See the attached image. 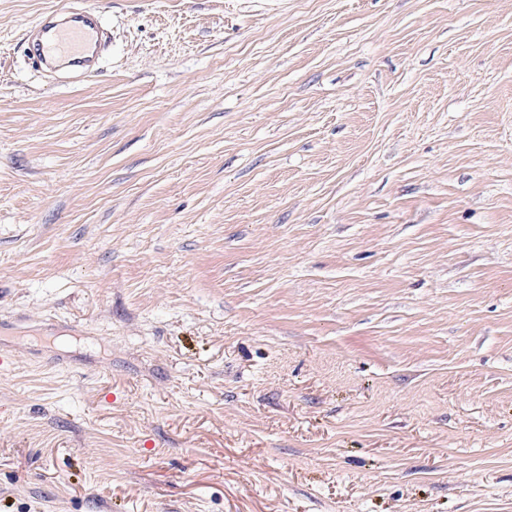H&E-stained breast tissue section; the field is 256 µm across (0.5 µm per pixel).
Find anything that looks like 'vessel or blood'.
Instances as JSON below:
<instances>
[{
	"instance_id": "b4317fda",
	"label": "vessel or blood",
	"mask_w": 512,
	"mask_h": 512,
	"mask_svg": "<svg viewBox=\"0 0 512 512\" xmlns=\"http://www.w3.org/2000/svg\"><path fill=\"white\" fill-rule=\"evenodd\" d=\"M109 42L99 11L87 5L67 7L37 20L28 55L38 70L89 76L97 72Z\"/></svg>"
}]
</instances>
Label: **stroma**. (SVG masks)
Instances as JSON below:
<instances>
[{
	"label": "stroma",
	"mask_w": 512,
	"mask_h": 512,
	"mask_svg": "<svg viewBox=\"0 0 512 512\" xmlns=\"http://www.w3.org/2000/svg\"><path fill=\"white\" fill-rule=\"evenodd\" d=\"M0 0V512H512V0ZM109 42V32L99 11L87 5L63 7L37 20L28 55L43 72L65 69L89 76L98 71Z\"/></svg>",
	"instance_id": "1"
}]
</instances>
